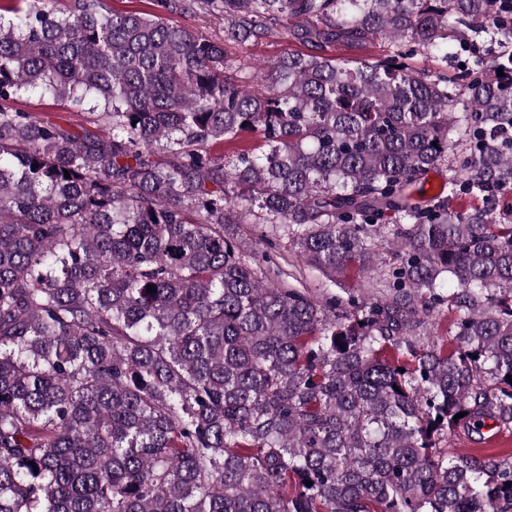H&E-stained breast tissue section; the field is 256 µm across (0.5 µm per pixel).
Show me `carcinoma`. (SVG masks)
Wrapping results in <instances>:
<instances>
[{"label": "carcinoma", "mask_w": 512, "mask_h": 512, "mask_svg": "<svg viewBox=\"0 0 512 512\" xmlns=\"http://www.w3.org/2000/svg\"><path fill=\"white\" fill-rule=\"evenodd\" d=\"M15 2L0 512H512V453L442 446L512 425V0H158L224 18L222 41ZM269 38L304 50L236 83L224 41ZM25 93L89 104L91 128L14 109ZM244 133L263 150L213 155ZM228 224L270 225L301 264ZM352 265L357 299L303 274ZM445 312L451 348L422 344Z\"/></svg>", "instance_id": "obj_1"}]
</instances>
